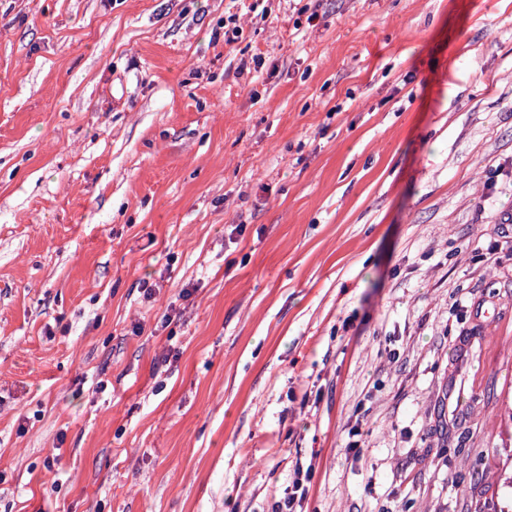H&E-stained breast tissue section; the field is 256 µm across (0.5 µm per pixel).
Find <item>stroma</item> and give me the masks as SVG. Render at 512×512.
I'll return each instance as SVG.
<instances>
[{"instance_id":"stroma-1","label":"stroma","mask_w":512,"mask_h":512,"mask_svg":"<svg viewBox=\"0 0 512 512\" xmlns=\"http://www.w3.org/2000/svg\"><path fill=\"white\" fill-rule=\"evenodd\" d=\"M510 402L512 0H0V512H497ZM310 478V472L307 469L304 472L303 467H298L296 478L292 483V487L283 497L275 500L272 504V512H301L297 507L301 508L302 502L306 499L308 487L306 483Z\"/></svg>"}]
</instances>
